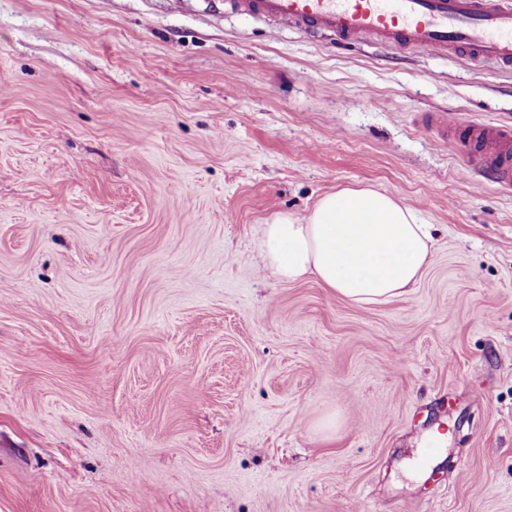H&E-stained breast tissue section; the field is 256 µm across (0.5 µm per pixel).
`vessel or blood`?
<instances>
[{"label": "vessel or blood", "instance_id": "b4317fda", "mask_svg": "<svg viewBox=\"0 0 512 512\" xmlns=\"http://www.w3.org/2000/svg\"><path fill=\"white\" fill-rule=\"evenodd\" d=\"M236 12L294 25L307 35L327 34L348 46L371 37L386 47L454 54L474 64L512 70V0H227ZM438 135L463 131L486 173L512 187V126L462 124L439 113L426 125Z\"/></svg>", "mask_w": 512, "mask_h": 512}]
</instances>
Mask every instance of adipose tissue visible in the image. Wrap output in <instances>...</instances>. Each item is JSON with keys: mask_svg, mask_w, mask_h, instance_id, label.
<instances>
[{"mask_svg": "<svg viewBox=\"0 0 512 512\" xmlns=\"http://www.w3.org/2000/svg\"><path fill=\"white\" fill-rule=\"evenodd\" d=\"M257 246L263 269L276 279L312 277L366 306L409 294L432 258L430 225L368 187L326 194L301 218L278 214L260 226Z\"/></svg>", "mask_w": 512, "mask_h": 512, "instance_id": "ef3b65f1", "label": "adipose tissue"}]
</instances>
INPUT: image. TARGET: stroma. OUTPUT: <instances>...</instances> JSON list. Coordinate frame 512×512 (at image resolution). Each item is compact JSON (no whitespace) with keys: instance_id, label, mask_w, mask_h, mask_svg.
Segmentation results:
<instances>
[{"instance_id":"1","label":"stroma","mask_w":512,"mask_h":512,"mask_svg":"<svg viewBox=\"0 0 512 512\" xmlns=\"http://www.w3.org/2000/svg\"><path fill=\"white\" fill-rule=\"evenodd\" d=\"M439 112L512 124V71L0 0V512H512V190ZM345 186L431 224L407 297L263 270L260 225Z\"/></svg>"}]
</instances>
